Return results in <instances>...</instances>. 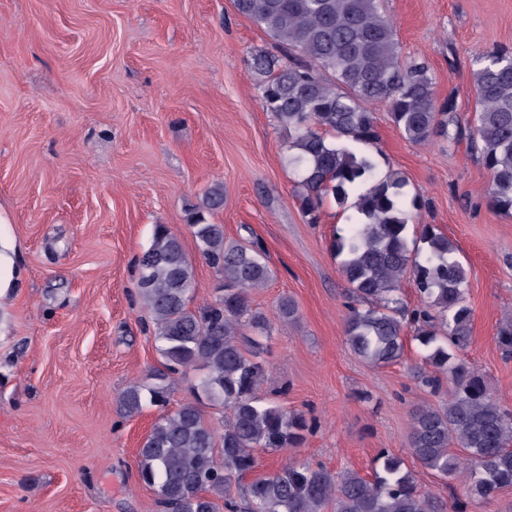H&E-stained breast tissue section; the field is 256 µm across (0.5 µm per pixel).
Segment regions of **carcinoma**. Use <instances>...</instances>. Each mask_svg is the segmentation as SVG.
<instances>
[{"mask_svg":"<svg viewBox=\"0 0 512 512\" xmlns=\"http://www.w3.org/2000/svg\"><path fill=\"white\" fill-rule=\"evenodd\" d=\"M237 11L264 27L292 57L257 54L263 107L288 130L286 164L295 175L296 198L308 223L319 221L331 197L347 212L345 233L331 243L341 258L349 349L373 366L399 361L405 335L423 350L419 382L439 397L410 414L407 443L412 456L444 479L468 483L470 497L487 499L512 487V408L498 401L483 376L460 357L471 341L466 303L468 270L457 249L433 224L408 234V181L400 172L379 175L362 150L378 140L373 108H387L406 140L427 144L461 134L454 95L436 104L428 63L403 53L393 19L380 0H234ZM474 106L467 118L471 149L490 173L489 196L512 213V49L476 54ZM224 203V186L207 188L193 206L190 226L204 259L222 278L216 298L190 307L197 287L182 241L155 225L152 242L138 258L137 293L153 323L164 370L127 386L117 404L127 417L148 407L163 410L137 453V477L154 491L162 512H468L441 494L421 490L412 471L387 450L364 476L333 472L292 458L280 469L257 473L258 449L299 448L309 425L305 416L258 397L265 368L247 351L245 329L257 336L270 320L253 310L250 291L264 287L273 270L261 248L228 240L224 225L205 214ZM413 283L419 303L405 299ZM295 302L283 297L276 315L288 322ZM512 354V317L497 333ZM202 371L196 390L224 408L219 431L198 403L167 410L177 376ZM253 479L239 498L234 482Z\"/></svg>","mask_w":512,"mask_h":512,"instance_id":"carcinoma-1","label":"carcinoma"}]
</instances>
